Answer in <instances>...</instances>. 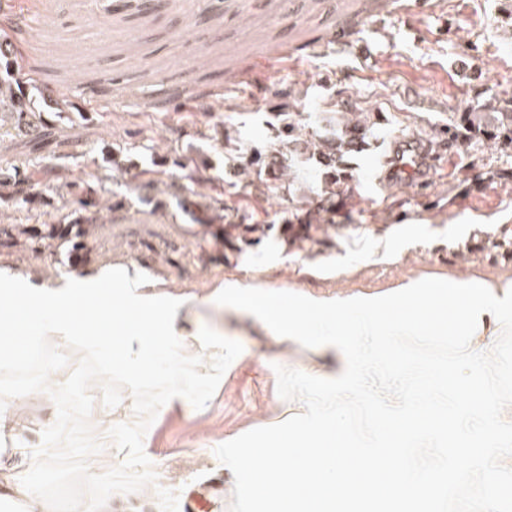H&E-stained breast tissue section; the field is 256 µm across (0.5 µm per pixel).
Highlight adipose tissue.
<instances>
[{"mask_svg":"<svg viewBox=\"0 0 512 512\" xmlns=\"http://www.w3.org/2000/svg\"><path fill=\"white\" fill-rule=\"evenodd\" d=\"M158 280L136 265L115 264L60 287L34 284L0 266V367L24 358L40 336L65 341L82 336L89 349L114 337L112 356L149 381L192 388L196 370L212 362H238L232 347L199 342L187 354L180 341L196 336V312L187 297L158 299ZM119 297L122 310L109 314L106 302Z\"/></svg>","mask_w":512,"mask_h":512,"instance_id":"obj_1","label":"adipose tissue"}]
</instances>
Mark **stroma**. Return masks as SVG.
<instances>
[{
	"label": "stroma",
	"instance_id": "stroma-1",
	"mask_svg": "<svg viewBox=\"0 0 512 512\" xmlns=\"http://www.w3.org/2000/svg\"><path fill=\"white\" fill-rule=\"evenodd\" d=\"M30 19L18 49L37 70L42 93L68 101L52 117L51 136L35 144L13 135L0 139V173L21 162L43 170L33 188L44 219L66 222L75 186L102 183L112 189V209L90 225L84 260L66 261L49 242L19 238L25 214L0 183V265L47 283L66 282L95 267L130 260L159 277L173 292L200 304L209 285L228 275L294 293L348 297L387 292L399 282L477 272L512 279V144L476 138L448 147V120L465 112L498 111L512 97V16L502 0H428L427 10L403 15L399 0L377 9L383 28L347 13L348 0H292L288 12L264 7L259 24L245 20L255 0H168L148 28L146 62L130 58L125 41L136 35L139 0H127L125 22H117L113 0H13ZM353 30L351 43H330L339 20ZM324 39L322 53L300 57L297 66L257 72L260 56L298 55L310 33ZM376 40L375 60L355 46ZM238 91L222 98L223 82ZM94 87L106 111L83 106V86ZM211 111H196L198 97ZM355 101L383 113L367 148L354 156L353 196L337 197L330 213H302L315 229L309 237L282 235L276 221L291 209L290 197L265 202L271 223L257 245H244L234 226L246 201L223 153L197 140L210 128L238 131L245 144L263 145L276 135L274 112H299L317 126L329 102ZM210 164L213 181L199 188L198 203L224 202L227 232L192 223L166 187L138 196V172L161 161L169 149ZM223 328L224 338L243 352L227 369L208 405L194 409L185 399L165 404L144 437L155 484L113 494L103 512H181L180 496L224 475V501L232 503L234 476L214 449L251 429L303 413L298 400L277 393L275 366L302 372L336 361L302 345L291 347L264 335L248 318L202 328ZM90 424L104 449L89 461L99 474L121 464L124 454L109 429L136 422L134 400L123 391L112 408L92 385ZM12 430L0 435V456L15 444L39 447L57 408L44 392L20 397Z\"/></svg>",
	"mask_w": 512,
	"mask_h": 512
}]
</instances>
